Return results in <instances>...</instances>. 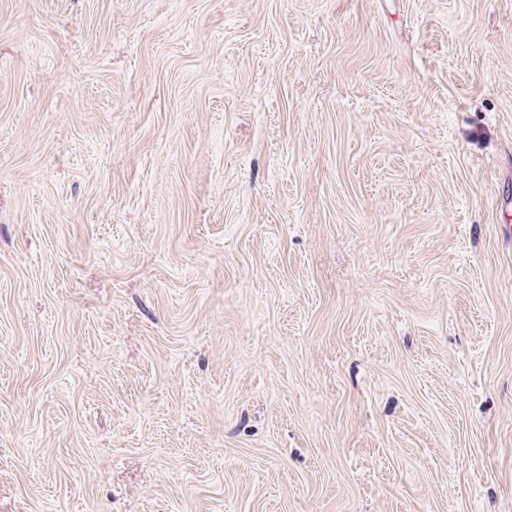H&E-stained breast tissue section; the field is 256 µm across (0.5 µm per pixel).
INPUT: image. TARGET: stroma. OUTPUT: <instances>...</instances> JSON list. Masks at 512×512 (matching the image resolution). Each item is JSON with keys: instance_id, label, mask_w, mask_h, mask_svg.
I'll list each match as a JSON object with an SVG mask.
<instances>
[{"instance_id": "stroma-1", "label": "stroma", "mask_w": 512, "mask_h": 512, "mask_svg": "<svg viewBox=\"0 0 512 512\" xmlns=\"http://www.w3.org/2000/svg\"><path fill=\"white\" fill-rule=\"evenodd\" d=\"M512 0H0V512H512Z\"/></svg>"}]
</instances>
